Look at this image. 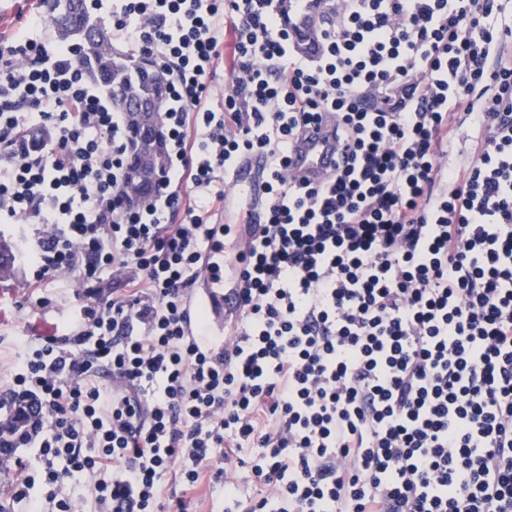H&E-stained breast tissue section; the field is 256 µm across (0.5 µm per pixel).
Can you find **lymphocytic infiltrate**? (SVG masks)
<instances>
[{"mask_svg": "<svg viewBox=\"0 0 512 512\" xmlns=\"http://www.w3.org/2000/svg\"><path fill=\"white\" fill-rule=\"evenodd\" d=\"M280 3L84 0L168 76L145 205L124 113L40 5L0 32V223L39 225L30 305L72 312L10 343L0 512H198L219 482L232 512H512V0H334L313 58ZM329 111L348 151L312 186L288 150ZM465 122L473 156L448 165ZM254 153L262 204L223 227L237 312L186 335ZM127 140L129 148V168L127 174L140 168L147 167L151 163L150 171L154 176L145 179L139 186H131L127 181L126 186L131 188L127 192V198L134 204H145L153 200L156 188L162 181L166 164L165 135L160 119L158 127L142 129L127 123ZM148 197L147 200L143 198Z\"/></svg>", "mask_w": 512, "mask_h": 512, "instance_id": "f902f5d3", "label": "lymphocytic infiltrate"}]
</instances>
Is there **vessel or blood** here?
Instances as JSON below:
<instances>
[{"mask_svg": "<svg viewBox=\"0 0 512 512\" xmlns=\"http://www.w3.org/2000/svg\"><path fill=\"white\" fill-rule=\"evenodd\" d=\"M323 8L321 0H303L302 4H289V28L294 36L297 50L304 55L317 52L319 37L306 34L305 21L311 20ZM339 146L336 142V116L327 112L322 123L295 141L288 153V172L311 183H318L331 175L336 167ZM264 166L261 157H250L239 169L238 185L247 191H254L255 179ZM207 272L201 288L196 289L187 306L189 317H198L208 312L210 327L223 332L224 321L233 314L236 302L231 286L224 280V266L230 263V256L224 251L221 238H214L206 250Z\"/></svg>", "mask_w": 512, "mask_h": 512, "instance_id": "obj_1", "label": "vessel or blood"}]
</instances>
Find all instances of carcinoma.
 Wrapping results in <instances>:
<instances>
[{
	"label": "carcinoma",
	"mask_w": 512,
	"mask_h": 512,
	"mask_svg": "<svg viewBox=\"0 0 512 512\" xmlns=\"http://www.w3.org/2000/svg\"><path fill=\"white\" fill-rule=\"evenodd\" d=\"M47 8L58 39L74 46L78 54L75 62L112 96V103L123 109L126 92L131 90L140 97L164 105L166 82L162 70L144 56H133L112 50L111 35L105 25L89 15L82 0H47ZM129 148L128 171L150 167L154 176L140 185L131 187L127 198L134 204L153 200L162 181L166 164L163 126L142 129L127 125Z\"/></svg>",
	"instance_id": "carcinoma-1"
}]
</instances>
